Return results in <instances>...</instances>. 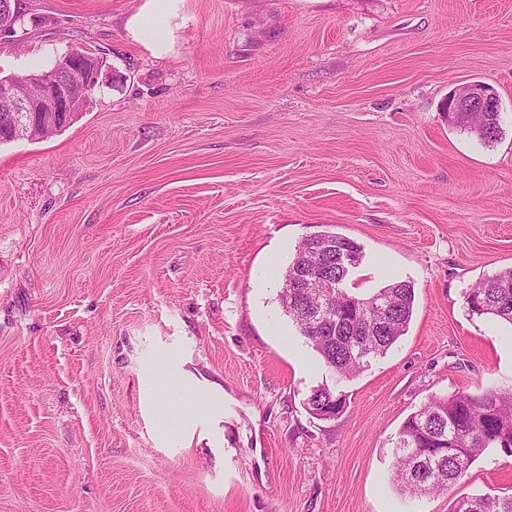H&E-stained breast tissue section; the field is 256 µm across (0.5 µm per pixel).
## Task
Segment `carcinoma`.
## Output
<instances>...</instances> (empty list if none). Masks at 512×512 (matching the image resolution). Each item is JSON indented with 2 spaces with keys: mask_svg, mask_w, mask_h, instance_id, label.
Segmentation results:
<instances>
[{
  "mask_svg": "<svg viewBox=\"0 0 512 512\" xmlns=\"http://www.w3.org/2000/svg\"><path fill=\"white\" fill-rule=\"evenodd\" d=\"M453 123L468 129L484 144L502 134L501 113L485 112L481 126L456 112ZM350 252L355 264L362 250L355 241L327 232L315 242L298 246L284 275L279 303L297 326L306 344L338 381L351 379L370 360L386 355L402 336L413 315L414 288L393 282L368 298L349 294L344 283L350 270L337 264L336 248ZM311 263L336 282L332 295L292 287L304 264ZM469 310L512 324V267L481 280L466 296ZM347 396L338 385L310 390L304 406L309 413L324 406L346 407ZM487 448H512V390L482 394L458 391L434 397L412 413L401 426L393 446L392 481L403 494L416 496L445 491L464 478ZM450 512H512V494L463 497Z\"/></svg>",
  "mask_w": 512,
  "mask_h": 512,
  "instance_id": "cac0c4a2",
  "label": "carcinoma"
}]
</instances>
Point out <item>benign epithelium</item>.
<instances>
[{
  "label": "benign epithelium",
  "instance_id": "obj_1",
  "mask_svg": "<svg viewBox=\"0 0 512 512\" xmlns=\"http://www.w3.org/2000/svg\"><path fill=\"white\" fill-rule=\"evenodd\" d=\"M110 79L111 70L89 71L77 64L69 51L48 69L0 81V102L9 106L0 114V124L10 127L18 139L41 140L58 130L69 113L87 104L92 92ZM446 103L447 112L501 111L496 92L481 82L459 85L448 94Z\"/></svg>",
  "mask_w": 512,
  "mask_h": 512
}]
</instances>
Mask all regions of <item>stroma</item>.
Returning a JSON list of instances; mask_svg holds the SVG:
<instances>
[{
    "instance_id": "1",
    "label": "stroma",
    "mask_w": 512,
    "mask_h": 512,
    "mask_svg": "<svg viewBox=\"0 0 512 512\" xmlns=\"http://www.w3.org/2000/svg\"><path fill=\"white\" fill-rule=\"evenodd\" d=\"M0 76L74 47L116 81L80 120L0 144V512H450L512 494L487 449L408 498L393 442L431 398L512 388V325L465 294L512 267V0H179L168 53L143 0H25ZM492 87L503 134L444 98ZM363 247L345 286L412 283L387 354L335 382L278 300L297 246ZM160 370L175 379L150 392ZM198 405L183 428L156 404ZM177 1L144 0L127 25L132 39L156 55L164 54L169 45V39L166 38V32H169L168 20L176 9ZM306 410L316 417L314 410H319L324 406H335L338 408L336 413L346 407L347 396L341 390H338V385L329 386L322 384L310 390L306 399L303 402ZM317 418V417H316Z\"/></svg>"
}]
</instances>
